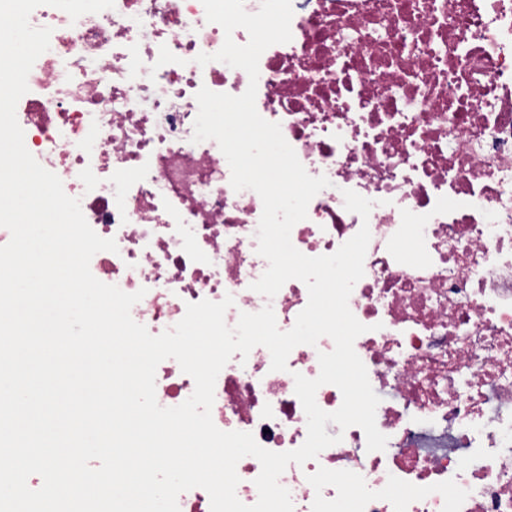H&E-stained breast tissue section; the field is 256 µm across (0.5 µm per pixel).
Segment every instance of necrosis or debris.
Instances as JSON below:
<instances>
[{"mask_svg":"<svg viewBox=\"0 0 512 512\" xmlns=\"http://www.w3.org/2000/svg\"><path fill=\"white\" fill-rule=\"evenodd\" d=\"M292 39L259 59L256 109L279 123L306 171L330 185L295 224L301 253L329 255L368 225L364 275L349 308L369 332L354 349L379 396L384 450L327 424L339 443L279 478L293 512H512V0H292ZM51 30L17 120L28 151L79 199L116 251L90 261L101 282L142 292L132 318L154 335L186 306L232 296L225 313L272 306L290 330L308 303L287 281L252 290L263 205L234 191L216 141L193 142L195 95L234 96L247 73L213 55L223 28L201 0H115L71 19L40 6ZM373 200L368 220L344 190ZM334 343L296 346L287 368L266 347L233 355L215 384L223 431L274 452L298 448L306 415L294 374L316 378ZM195 388L174 359L156 398Z\"/></svg>","mask_w":512,"mask_h":512,"instance_id":"1","label":"necrosis or debris"}]
</instances>
